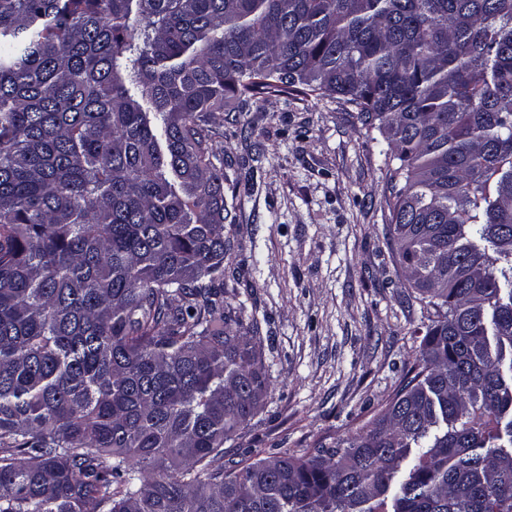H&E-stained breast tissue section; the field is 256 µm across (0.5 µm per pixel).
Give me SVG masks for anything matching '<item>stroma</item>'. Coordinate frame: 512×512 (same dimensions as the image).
Listing matches in <instances>:
<instances>
[{
    "label": "stroma",
    "mask_w": 512,
    "mask_h": 512,
    "mask_svg": "<svg viewBox=\"0 0 512 512\" xmlns=\"http://www.w3.org/2000/svg\"><path fill=\"white\" fill-rule=\"evenodd\" d=\"M209 125L232 244L224 298L257 326L272 389L234 451L335 445L393 396L429 324L387 245V142L328 96L233 100Z\"/></svg>",
    "instance_id": "35a3bbf8"
}]
</instances>
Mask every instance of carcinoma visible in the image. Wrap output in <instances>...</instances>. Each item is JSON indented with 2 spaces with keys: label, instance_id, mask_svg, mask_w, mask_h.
<instances>
[{
  "label": "carcinoma",
  "instance_id": "cac0c4a2",
  "mask_svg": "<svg viewBox=\"0 0 512 512\" xmlns=\"http://www.w3.org/2000/svg\"><path fill=\"white\" fill-rule=\"evenodd\" d=\"M261 93L378 125L431 319L354 434L226 467L271 383L208 114ZM0 512H512V0H0Z\"/></svg>",
  "mask_w": 512,
  "mask_h": 512
}]
</instances>
